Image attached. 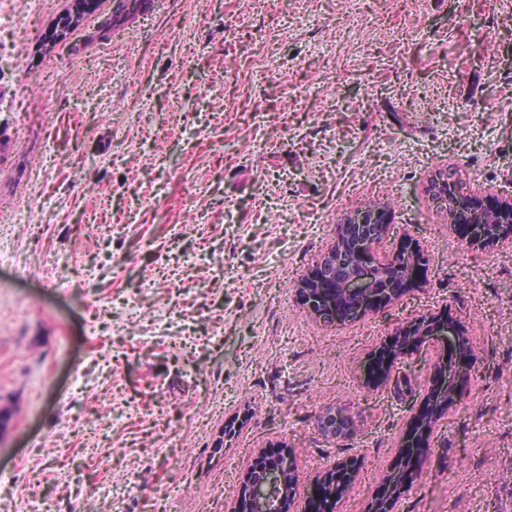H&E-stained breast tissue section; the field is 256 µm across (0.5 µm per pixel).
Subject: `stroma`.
Wrapping results in <instances>:
<instances>
[{"label":"stroma","mask_w":512,"mask_h":512,"mask_svg":"<svg viewBox=\"0 0 512 512\" xmlns=\"http://www.w3.org/2000/svg\"><path fill=\"white\" fill-rule=\"evenodd\" d=\"M69 5L0 23V507L229 512L288 447L303 493L354 465L336 512H362L437 353L376 387L368 363L432 313L470 373L393 512H512V248L467 244L430 190L512 197V0H149L118 26L98 0L45 46ZM382 197L385 250L425 269L324 323L297 286Z\"/></svg>","instance_id":"stroma-1"}]
</instances>
